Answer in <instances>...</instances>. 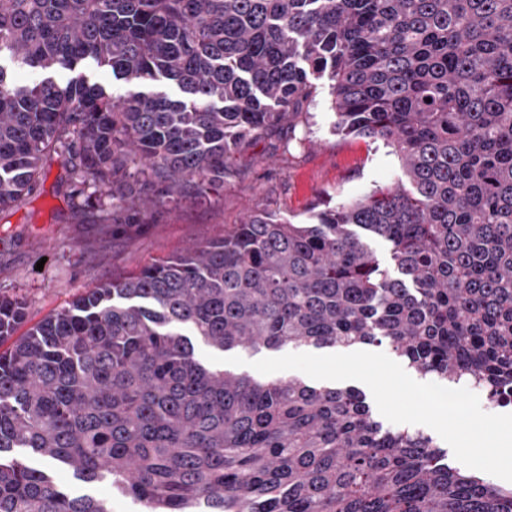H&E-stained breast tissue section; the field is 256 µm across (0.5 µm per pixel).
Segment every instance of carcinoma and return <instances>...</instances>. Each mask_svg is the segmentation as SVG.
I'll list each match as a JSON object with an SVG mask.
<instances>
[{"label": "carcinoma", "mask_w": 512, "mask_h": 512, "mask_svg": "<svg viewBox=\"0 0 512 512\" xmlns=\"http://www.w3.org/2000/svg\"><path fill=\"white\" fill-rule=\"evenodd\" d=\"M2 55L45 77L0 67V210L67 154L70 199L110 223L91 182L147 224L224 188L319 80L336 132L391 148L406 183L325 199L308 224L250 208L17 338L24 301L0 296V512H112L33 458L148 512H512V488L385 425L360 389L213 370L190 340L386 346L512 398V0H0ZM89 60L139 90L52 76Z\"/></svg>", "instance_id": "cac0c4a2"}]
</instances>
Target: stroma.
Returning a JSON list of instances; mask_svg holds the SVG:
<instances>
[{
    "label": "stroma",
    "mask_w": 512,
    "mask_h": 512,
    "mask_svg": "<svg viewBox=\"0 0 512 512\" xmlns=\"http://www.w3.org/2000/svg\"><path fill=\"white\" fill-rule=\"evenodd\" d=\"M335 123L320 84L305 121L274 129L231 159L220 194L156 208L148 224L82 222L56 191L67 171L65 156L54 157L36 192L0 212V295L21 297L31 325L98 283L222 236L247 208L303 224L325 196L352 199L397 181L400 162L388 148L338 135Z\"/></svg>",
    "instance_id": "35a3bbf8"
}]
</instances>
